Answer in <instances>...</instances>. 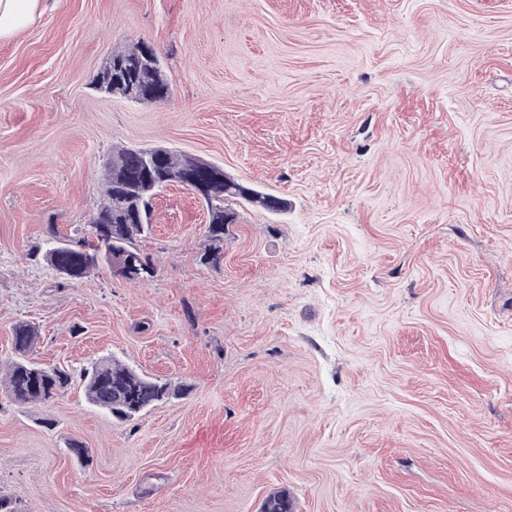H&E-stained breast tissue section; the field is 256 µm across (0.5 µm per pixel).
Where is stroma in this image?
I'll use <instances>...</instances> for the list:
<instances>
[{
	"mask_svg": "<svg viewBox=\"0 0 512 512\" xmlns=\"http://www.w3.org/2000/svg\"><path fill=\"white\" fill-rule=\"evenodd\" d=\"M146 42L170 93L94 86ZM163 146L263 195L212 262L173 183L142 282H70L113 150ZM113 358L185 395L130 422L0 387L23 512H512V0H43L0 40V364ZM88 450L81 457L69 444Z\"/></svg>",
	"mask_w": 512,
	"mask_h": 512,
	"instance_id": "1",
	"label": "stroma"
}]
</instances>
